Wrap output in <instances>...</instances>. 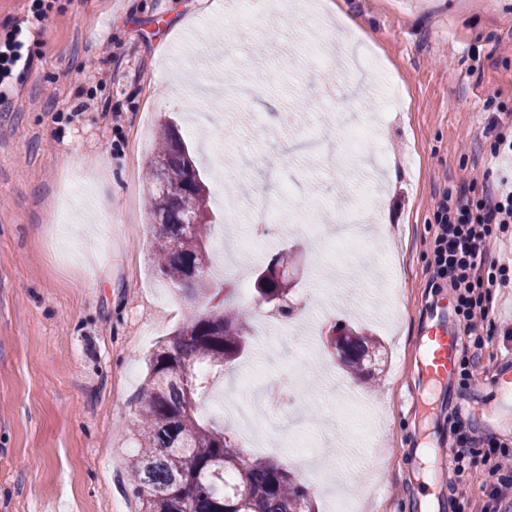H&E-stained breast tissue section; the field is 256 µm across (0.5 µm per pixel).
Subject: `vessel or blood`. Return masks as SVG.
<instances>
[{
  "instance_id": "b4317fda",
  "label": "vessel or blood",
  "mask_w": 512,
  "mask_h": 512,
  "mask_svg": "<svg viewBox=\"0 0 512 512\" xmlns=\"http://www.w3.org/2000/svg\"><path fill=\"white\" fill-rule=\"evenodd\" d=\"M419 346L422 350L418 363L420 379L426 382L453 383L461 336L449 295H441L434 302L424 322ZM492 384L500 393L503 407L512 406V362L499 369Z\"/></svg>"
}]
</instances>
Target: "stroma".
I'll return each instance as SVG.
<instances>
[{"mask_svg": "<svg viewBox=\"0 0 512 512\" xmlns=\"http://www.w3.org/2000/svg\"><path fill=\"white\" fill-rule=\"evenodd\" d=\"M239 0H56L44 45L0 110V512L136 508L128 463L142 357L190 312L150 263L148 162L163 117L175 123L209 190L212 273L250 318L247 355L216 377L249 404L267 440L304 435L317 512L337 493L360 512H416L431 495L480 512L478 485L452 487L417 449L449 438L445 391L411 392L423 308L436 296L427 262L443 191L464 172L496 181L490 122L512 108V0H334L357 30L308 12L242 21ZM223 10L226 26L208 23ZM372 47L363 71L341 55ZM288 224H279L282 213ZM262 233L247 269L235 239ZM287 253L298 305L269 330L256 271ZM334 325L383 345L376 380L348 375L327 341ZM512 360L492 331L461 420L512 447L491 370ZM283 392L268 412L240 376Z\"/></svg>", "mask_w": 512, "mask_h": 512, "instance_id": "stroma-1", "label": "stroma"}]
</instances>
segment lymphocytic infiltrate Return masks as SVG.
Segmentation results:
<instances>
[{"label": "lymphocytic infiltrate", "instance_id": "lymphocytic-infiltrate-1", "mask_svg": "<svg viewBox=\"0 0 512 512\" xmlns=\"http://www.w3.org/2000/svg\"><path fill=\"white\" fill-rule=\"evenodd\" d=\"M53 0H31L27 16L0 37V105L10 103L8 87L17 70L30 68L29 42L46 33L43 25ZM512 235V180L478 185L461 180L456 193H443L437 204L432 254L428 262L432 287L450 288L465 342L460 367L464 380L480 370L484 331L498 326L499 289L512 288V261L489 262L492 248ZM453 459L458 480L478 482L487 495L484 512H512V450L489 439H461Z\"/></svg>", "mask_w": 512, "mask_h": 512}]
</instances>
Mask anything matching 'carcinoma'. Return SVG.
<instances>
[{
    "label": "carcinoma",
    "instance_id": "1",
    "mask_svg": "<svg viewBox=\"0 0 512 512\" xmlns=\"http://www.w3.org/2000/svg\"><path fill=\"white\" fill-rule=\"evenodd\" d=\"M158 139L155 156L167 160V179L186 188L175 198L152 197L153 212L166 218L154 224L151 261L168 285L212 306L192 313L147 358L132 420L139 451L129 471L140 512H315L310 492L285 462L245 456L224 424L199 415L198 369L222 374L248 350V316L227 287L209 279L211 258L199 261L214 222L202 173L174 139L171 122L161 124ZM281 259L278 254L260 268L254 290L263 304L281 300L277 311L287 315L290 288L273 273ZM327 339L354 374L369 373L381 348L363 329H333Z\"/></svg>",
    "mask_w": 512,
    "mask_h": 512
}]
</instances>
